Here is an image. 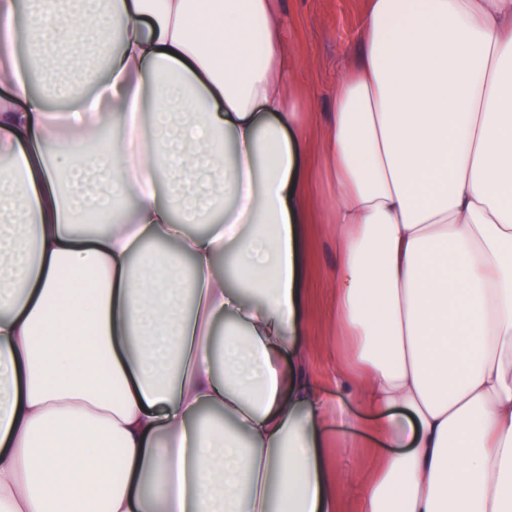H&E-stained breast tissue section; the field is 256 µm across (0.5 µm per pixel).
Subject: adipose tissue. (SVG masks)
<instances>
[{"instance_id": "adipose-tissue-1", "label": "adipose tissue", "mask_w": 512, "mask_h": 512, "mask_svg": "<svg viewBox=\"0 0 512 512\" xmlns=\"http://www.w3.org/2000/svg\"><path fill=\"white\" fill-rule=\"evenodd\" d=\"M288 32L283 0H0V512H512V0H368L319 134ZM317 135L333 405L278 364ZM350 398L388 450L346 468ZM302 163L309 170L310 189L314 201H322L329 194V176L325 168L320 145L309 147L302 154ZM347 407L361 420V425L355 430H346L340 427L336 415L332 414L327 420L333 442L332 452L340 456L343 448H354L356 450L367 444L371 431V421L366 417L367 413L355 403H347ZM337 446V448H336Z\"/></svg>"}]
</instances>
